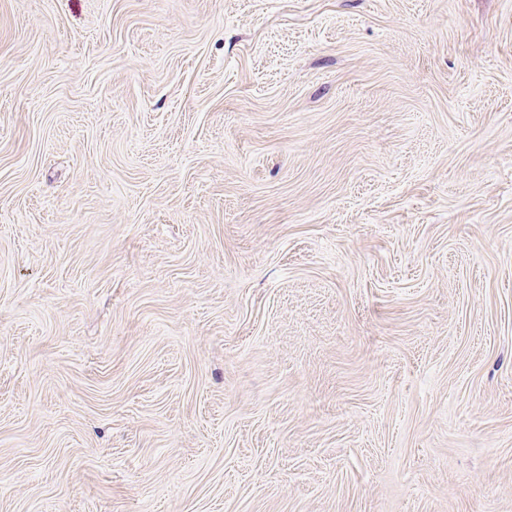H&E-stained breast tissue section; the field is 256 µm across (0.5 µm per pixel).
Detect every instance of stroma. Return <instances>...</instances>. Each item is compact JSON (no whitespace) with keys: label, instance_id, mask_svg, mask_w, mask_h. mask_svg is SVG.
Here are the masks:
<instances>
[{"label":"stroma","instance_id":"35a3bbf8","mask_svg":"<svg viewBox=\"0 0 512 512\" xmlns=\"http://www.w3.org/2000/svg\"><path fill=\"white\" fill-rule=\"evenodd\" d=\"M0 512H512V0H0Z\"/></svg>","mask_w":512,"mask_h":512}]
</instances>
